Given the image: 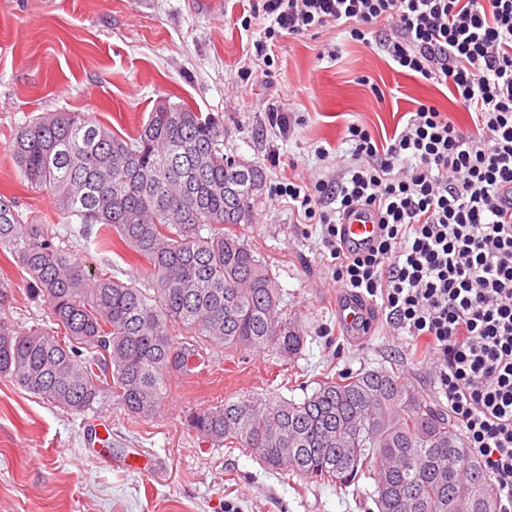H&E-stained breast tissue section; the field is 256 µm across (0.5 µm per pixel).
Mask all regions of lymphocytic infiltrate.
<instances>
[{
	"label": "lymphocytic infiltrate",
	"mask_w": 512,
	"mask_h": 512,
	"mask_svg": "<svg viewBox=\"0 0 512 512\" xmlns=\"http://www.w3.org/2000/svg\"><path fill=\"white\" fill-rule=\"evenodd\" d=\"M263 12L248 58L271 65L269 43L336 26L471 116L465 130L419 104L384 148L351 123L344 177L277 193L320 222L339 290L426 341L465 447L512 512V0H264ZM359 210L380 233L352 247L339 226Z\"/></svg>",
	"instance_id": "obj_1"
}]
</instances>
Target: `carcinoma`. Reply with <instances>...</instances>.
<instances>
[{
	"label": "carcinoma",
	"instance_id": "cac0c4a2",
	"mask_svg": "<svg viewBox=\"0 0 512 512\" xmlns=\"http://www.w3.org/2000/svg\"><path fill=\"white\" fill-rule=\"evenodd\" d=\"M9 151L80 236L110 228L111 244L146 268L140 287L87 269L49 225L22 223L0 193V276L3 260L16 259L60 330L19 331L0 318L1 377L65 412L93 411L110 393L151 418L167 374L198 373L208 349H268L288 360L303 348L275 277L237 232L264 177L224 154L223 124L161 102L127 141L79 112H52L22 127ZM187 426L271 471L351 487L377 512H499L455 421L392 368L326 378L299 402L227 397L190 413Z\"/></svg>",
	"mask_w": 512,
	"mask_h": 512
}]
</instances>
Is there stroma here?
Segmentation results:
<instances>
[{
  "label": "stroma",
  "mask_w": 512,
  "mask_h": 512,
  "mask_svg": "<svg viewBox=\"0 0 512 512\" xmlns=\"http://www.w3.org/2000/svg\"><path fill=\"white\" fill-rule=\"evenodd\" d=\"M221 3L207 12L197 0H0V193L16 198L24 223L71 237L88 269L139 282L140 269L96 238L70 236L53 193L28 188L8 144L20 126L51 112L85 113L126 138L163 100L216 118L225 155L264 172L263 194L239 231L275 276L304 346L284 362L255 349L215 358L189 379L171 375L160 410L146 420L109 397L96 411L68 414L0 378V512H371L372 502L352 490L267 470L239 448L205 447L188 415L230 395L299 401L318 380L380 366L403 371L419 398L448 408L424 344L404 329L381 315L369 335L345 333L322 227L302 223L274 189L301 174L335 175L337 162L351 159L350 123L385 143L419 104L435 105L464 128L469 114L447 87L396 72L381 48L336 28L283 40L268 71L245 69L243 51L267 21L246 26L242 13L262 2ZM326 43L335 57L319 58ZM271 96L288 104L290 133L280 134L255 108V98ZM321 146L329 152L324 161ZM0 317L19 330L54 328L15 264L0 281ZM99 415L112 433L98 453L83 434ZM132 456L148 462L150 475L127 467Z\"/></svg>",
  "instance_id": "35a3bbf8"
}]
</instances>
